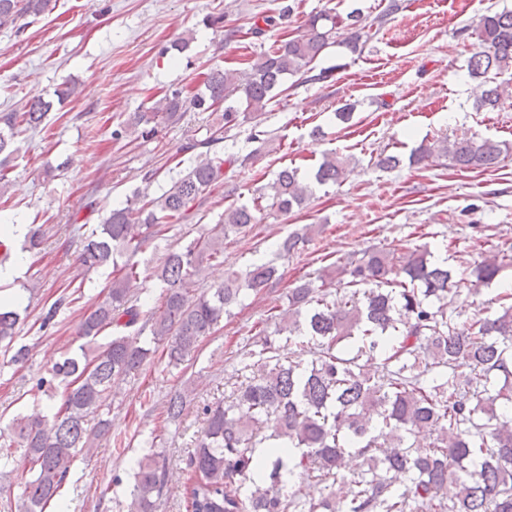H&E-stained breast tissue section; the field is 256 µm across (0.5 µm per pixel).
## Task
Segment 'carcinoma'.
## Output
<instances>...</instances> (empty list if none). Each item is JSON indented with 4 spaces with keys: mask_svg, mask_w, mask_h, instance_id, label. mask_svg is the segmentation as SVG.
I'll list each match as a JSON object with an SVG mask.
<instances>
[{
    "mask_svg": "<svg viewBox=\"0 0 512 512\" xmlns=\"http://www.w3.org/2000/svg\"><path fill=\"white\" fill-rule=\"evenodd\" d=\"M51 0H0V27L16 26L44 13ZM288 4L261 18L269 28L288 23ZM346 42L355 51L372 34L359 13L347 15ZM340 16L317 12L302 28L257 54L243 70L216 67L204 89L187 101L175 90L163 112H141L113 131L151 137L160 116L181 119L190 105L200 112L224 106L223 123L183 151L195 154L190 167L171 179L157 197L115 207L91 232L79 256L87 271L126 257L103 299L88 308L78 338L82 356L57 362L37 390L54 397L55 381H68L60 406L51 414L19 415L0 440V467L23 450L26 477L12 512H46L68 483L80 451L111 432L102 418L115 398L114 381L148 363L159 350L178 367L195 354L243 292L261 294L277 280L271 262L229 271L224 284L197 293L206 267L224 258V240L261 223L263 207L229 206L224 219L187 245L167 252L153 276L161 292L146 310L132 303L127 284L139 276L134 257L141 245L188 217L190 209L224 179V162L212 153L224 128L251 123V139L264 141L266 108L274 91L287 90L296 77L326 82L331 70L314 63L336 43ZM482 48L467 60L478 110H494L509 96L495 75L512 67V10L481 15ZM49 103L31 98L23 112L0 114V155H11L14 129H36ZM512 152L508 144L462 134L420 145L410 155L419 164L445 156L463 170L491 169ZM349 161L323 156L313 182L284 167L268 185V207L288 215L302 208L312 184H336ZM304 239L291 232L277 244L288 255ZM399 255L372 248L359 258L324 268L321 284L305 281L288 290V307L270 315L272 326L248 337L232 400L205 410V428L189 457L193 479L187 487L191 512H512V293L499 292L496 309L477 307L464 317L451 308L463 292L477 295L512 267V245L477 263L469 278H456L426 246L398 248ZM19 313L0 305V343L10 362L26 360L29 348H13ZM112 339L96 344L105 330ZM299 348L297 359L280 357V341ZM309 359H304V354ZM273 448L264 458L258 448ZM291 450L286 456L279 449ZM262 479L255 480L257 472ZM293 480L285 484L284 475ZM166 461L158 452L137 462L129 512H157L166 487ZM305 480L326 493L307 500ZM455 493L447 496L448 484Z\"/></svg>",
    "mask_w": 512,
    "mask_h": 512,
    "instance_id": "obj_1",
    "label": "carcinoma"
}]
</instances>
